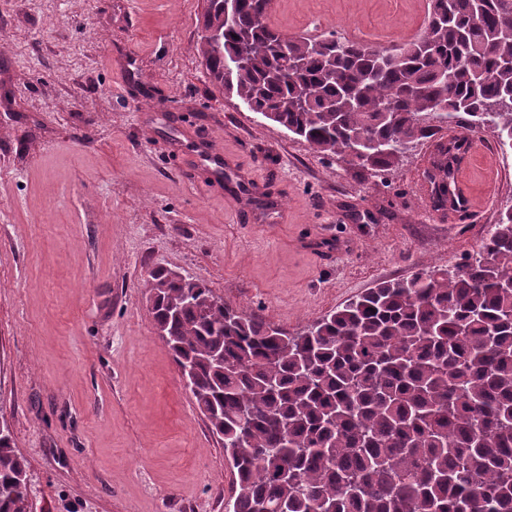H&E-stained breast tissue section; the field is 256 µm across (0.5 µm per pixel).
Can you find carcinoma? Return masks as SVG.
<instances>
[{"label": "carcinoma", "instance_id": "cac0c4a2", "mask_svg": "<svg viewBox=\"0 0 512 512\" xmlns=\"http://www.w3.org/2000/svg\"><path fill=\"white\" fill-rule=\"evenodd\" d=\"M211 85L315 152L375 173L435 136L427 116L512 148V0H429L422 36L388 49L290 36L270 0H206ZM448 141L426 177L461 208ZM150 312L224 447L225 512H512V206L448 269L381 282L291 333L158 265ZM31 482L0 419V512Z\"/></svg>", "mask_w": 512, "mask_h": 512}]
</instances>
